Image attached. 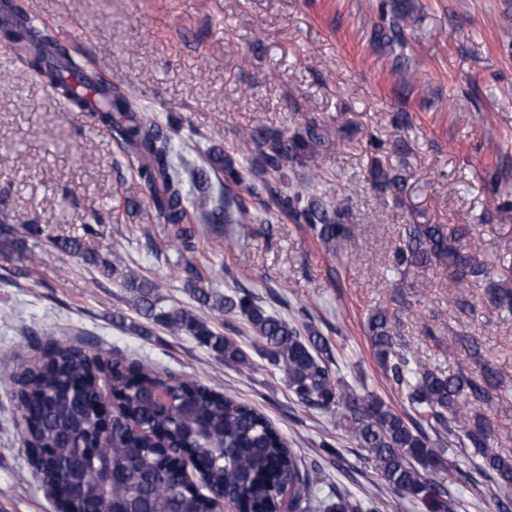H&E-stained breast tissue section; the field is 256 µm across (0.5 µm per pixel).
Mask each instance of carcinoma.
Masks as SVG:
<instances>
[{"instance_id":"obj_1","label":"carcinoma","mask_w":512,"mask_h":512,"mask_svg":"<svg viewBox=\"0 0 512 512\" xmlns=\"http://www.w3.org/2000/svg\"><path fill=\"white\" fill-rule=\"evenodd\" d=\"M11 21L0 37L14 49L16 58L32 69L73 111H87L86 101L67 77L93 84L97 97L89 116L105 127L122 145L127 159L136 161L137 173L150 196L144 219L174 228L168 247L195 249L196 229L188 207L199 222L218 229L238 224L250 230L255 220L242 200L226 196L217 200L203 192L189 197L186 181L195 179L196 160L173 159L171 137L145 110L136 108L129 94L85 74L79 58L61 44L53 30L25 13L11 0L0 4ZM254 154L247 166L236 167L229 156L210 158L213 168L234 184L255 176L248 186L251 196L268 195L277 210L298 224L306 225L326 247L354 250L355 240L345 210L316 195L315 184L305 179L291 193L282 194L273 181L284 178L288 164L320 169L310 143L314 128L290 136L268 128L248 133ZM375 187L401 190V178L377 169ZM472 234L469 224L448 230L443 224H407L395 246L390 267L397 272L433 267L461 288L483 285L486 307L496 313H512V268L497 259L477 256L465 245ZM61 258H79L99 275L120 283L132 294L135 309L144 319L177 335L191 336L230 366L249 367L250 354L237 341L215 330L209 321L182 307L164 306L159 286L135 272L86 250L80 239L53 240ZM198 304L236 316L244 326L250 347L281 371L288 389L301 403L340 415L343 428L356 447L367 453L372 468L388 491L422 503L427 512H454L455 501L441 474L460 480L421 423L436 436L461 437L463 447L478 460L479 471L489 474L498 488L512 489V455L492 447L495 433L481 410L506 403L512 395V380L505 377L480 351L474 341L464 345L467 365L443 375L423 365L402 343L384 310L367 318L373 355L416 417L397 411L383 399L351 390L333 368L329 340L312 323L308 309L288 320L269 313L257 297L243 288L214 296L195 288ZM22 405L18 420L21 443L29 467L45 486L67 480V474L48 465L47 459L70 457L85 446L82 466L90 469L102 458L112 460L118 474L134 473L136 480L122 481L108 489L92 483L61 501L63 512H109L110 504L126 512H211V493L238 501L241 512H281L282 496L288 494L290 512H385V500L376 494L361 506L336 492L318 499L317 479L304 467L283 435L255 408L229 399L193 377H176L140 362L114 361L95 351L67 342L49 341L37 362L21 359L4 374ZM109 384L122 401L124 412L137 418L139 428L121 419L98 425L90 408L98 385ZM163 388L171 403L160 410L145 393ZM469 408L466 422L461 409ZM101 442L100 447L93 444ZM165 444L186 447L189 456L207 469L208 488L199 493L184 491L177 470L160 459Z\"/></svg>"}]
</instances>
